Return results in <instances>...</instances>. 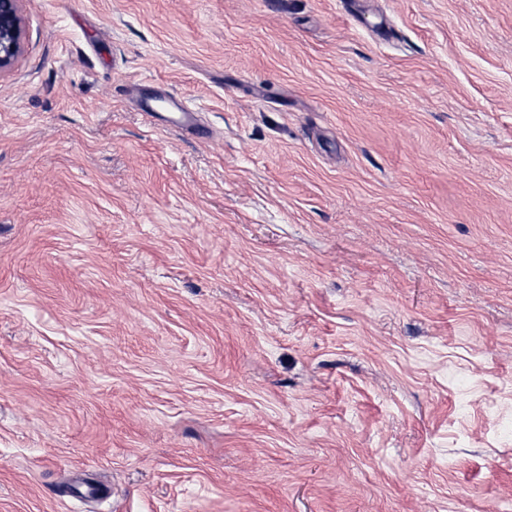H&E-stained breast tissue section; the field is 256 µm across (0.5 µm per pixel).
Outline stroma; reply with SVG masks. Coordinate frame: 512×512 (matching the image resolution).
I'll return each instance as SVG.
<instances>
[{
    "mask_svg": "<svg viewBox=\"0 0 512 512\" xmlns=\"http://www.w3.org/2000/svg\"><path fill=\"white\" fill-rule=\"evenodd\" d=\"M21 10L0 512H512V0Z\"/></svg>",
    "mask_w": 512,
    "mask_h": 512,
    "instance_id": "1",
    "label": "stroma"
}]
</instances>
